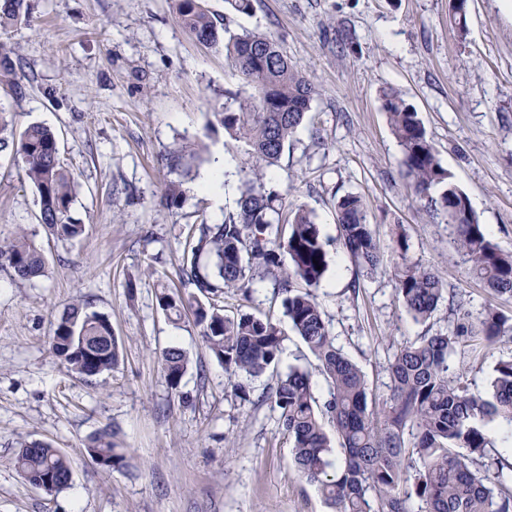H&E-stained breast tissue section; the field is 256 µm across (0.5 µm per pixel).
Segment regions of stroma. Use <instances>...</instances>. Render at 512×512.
Segmentation results:
<instances>
[{
	"mask_svg": "<svg viewBox=\"0 0 512 512\" xmlns=\"http://www.w3.org/2000/svg\"><path fill=\"white\" fill-rule=\"evenodd\" d=\"M232 30L270 35L319 91L267 188L288 206L314 211L329 266L315 294L336 343L365 373L377 404L389 396L396 346L456 318L440 302L428 325L396 299L399 257L408 256L462 294L472 314L493 306L512 317V297L472 277L444 216L413 193L401 149L382 110L394 87L412 104L442 165L500 249L512 252V0H468L459 33L449 0H256L251 14L206 0ZM30 19L0 31L15 71L0 81V137L32 124L50 128L72 172L75 240L51 236L13 149L0 151V241L23 232L44 255L43 276L23 281L0 268V512H330L291 462L280 414L261 398L289 367L311 370L317 397L327 384L283 314L271 280L214 303L225 314L275 320L283 336L277 366L249 380V401L228 385L192 314L158 304L181 290L179 266L191 225L217 222V206L196 192L218 154L244 156L214 128V106L239 86L223 49L199 43L174 17L172 0H28ZM201 146L178 155L185 143ZM182 184L178 207L160 202L164 183ZM361 195L382 247L374 274L358 268L337 238V200ZM74 302L108 317L121 347L112 371L81 379L49 349L56 320ZM180 347L190 364L170 388L159 353ZM512 339L450 364L486 388ZM110 428L128 466L104 472L85 452ZM60 449L69 487L47 492L14 466L17 443Z\"/></svg>",
	"mask_w": 512,
	"mask_h": 512,
	"instance_id": "35a3bbf8",
	"label": "stroma"
}]
</instances>
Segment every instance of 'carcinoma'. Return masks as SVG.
Wrapping results in <instances>:
<instances>
[{"label": "carcinoma", "mask_w": 512, "mask_h": 512, "mask_svg": "<svg viewBox=\"0 0 512 512\" xmlns=\"http://www.w3.org/2000/svg\"><path fill=\"white\" fill-rule=\"evenodd\" d=\"M176 20L199 42L221 46L239 79L237 90H224L214 116L224 133L242 143L245 160L238 210L221 224L195 225L179 268L180 280L197 294L178 292L158 297L168 314L180 316L193 308L195 323L209 351L224 365L228 383L244 399L249 391L242 378L258 377L278 364L283 336L269 318L233 316L199 297L226 289L249 288L268 278L282 296L283 313L292 329L318 361L327 396L313 392L310 374L291 367L278 376L264 398L280 412L292 441V461L303 478L317 486L331 512H512V490L503 472L512 464L496 462L494 477L476 468L496 447L495 424L512 425V357L501 359L484 390L451 370L449 359L462 345H492L512 339V317L486 307L471 318L467 303L432 270L407 260L406 239L394 240L402 259L396 298L417 321L429 320L443 298L457 315L446 331L426 332L397 346L389 365L390 396L382 408L373 406L368 381L356 363L335 344L325 313L313 294L328 269L326 241L315 214L304 205L285 212L280 194L265 187L269 168L276 165L292 140L312 100L315 87L297 71L270 36L244 30L233 33L224 18L205 7V0H174ZM24 0H0V30L22 18ZM382 109L402 151V166L416 197L438 207L452 228L457 248L470 263V274L498 295L512 296V253L487 236L468 197L441 164L423 123L412 105L393 87L381 94ZM15 155L40 203V221L50 235L75 239L83 225L69 216L75 181L58 155L54 133L38 124L28 126L15 144ZM180 184H164L166 206L180 205ZM339 238L354 262L374 272L382 251L369 223L362 198L349 193L336 205ZM0 266L22 280L43 276L40 249L24 233L0 243ZM52 353L72 374L89 378L119 362V342L105 317L72 304L54 324ZM165 380L178 388L188 358L178 347L160 356ZM459 448L469 454L461 455ZM338 451L343 463L328 475L330 456ZM86 452L98 457L107 471L126 466L125 449L105 428L92 436ZM15 464L31 484L43 481L52 491L71 482V465L59 449L44 441H22Z\"/></svg>", "instance_id": "cac0c4a2"}]
</instances>
